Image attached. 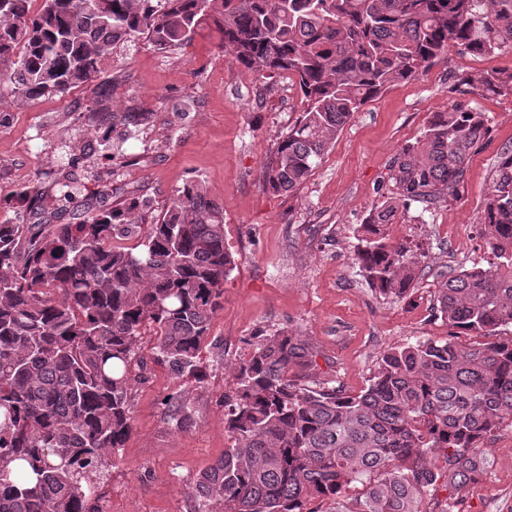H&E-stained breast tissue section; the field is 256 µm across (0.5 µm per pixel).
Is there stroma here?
<instances>
[{
	"instance_id": "1",
	"label": "stroma",
	"mask_w": 512,
	"mask_h": 512,
	"mask_svg": "<svg viewBox=\"0 0 512 512\" xmlns=\"http://www.w3.org/2000/svg\"><path fill=\"white\" fill-rule=\"evenodd\" d=\"M512 69V53L462 57L448 52L425 74L390 86L355 113L295 195L263 188L261 168L278 138L301 115L300 92L288 78L262 80L225 57L217 32L203 31L169 54L141 41L117 47L99 82L115 112H147L139 132L123 123L88 118L91 94L30 102L0 93V194L27 188L32 202L67 224L99 205L135 195L158 215L190 179L224 208V231L235 268L224 284V307L214 317L203 351L207 377L175 379L154 365L131 398L133 432L111 467L102 492L107 512H190L197 477L230 444L222 399L229 370L263 330H299L318 347L319 381L356 393L381 355L415 340L480 344L455 333L434 308L442 274L483 263L481 205L501 152L512 149V97H471L491 137L472 154L456 202L411 203L391 239L426 248L418 282L398 300L380 297L353 263V230L389 189L388 166L420 135L429 113L447 107L454 74ZM77 189L61 200L62 176ZM180 392L193 410L181 429L164 401ZM478 485L453 497L458 512H512V427L485 446Z\"/></svg>"
}]
</instances>
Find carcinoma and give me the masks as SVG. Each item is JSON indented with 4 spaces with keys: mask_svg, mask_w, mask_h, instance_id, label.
<instances>
[{
    "mask_svg": "<svg viewBox=\"0 0 512 512\" xmlns=\"http://www.w3.org/2000/svg\"><path fill=\"white\" fill-rule=\"evenodd\" d=\"M0 0V76L34 101L94 88L124 42L179 49L204 26L224 55L263 79L288 75L302 115L262 166L263 186L294 193L338 131L396 82L462 56L512 52V0ZM461 95H512V69L455 77ZM484 113L464 101L429 113L389 166L392 188L354 229V264L370 288L402 297L423 252L387 226L411 202L457 198ZM0 222V512H106L101 483L132 429L130 398L147 360L201 381V354L235 268L224 210L191 180L151 219L135 197L69 224ZM485 266L438 282L452 327L493 336L512 326V150L482 204ZM134 240L126 246L119 241ZM224 392L232 446L191 491L194 512H320L358 483L346 512H429L437 483L476 484L484 445L512 426V336L462 346L418 340L387 350L370 384L348 393L307 384L318 348L292 329L262 331ZM178 427L182 394L166 399Z\"/></svg>",
    "mask_w": 512,
    "mask_h": 512,
    "instance_id": "cac0c4a2",
    "label": "carcinoma"
}]
</instances>
